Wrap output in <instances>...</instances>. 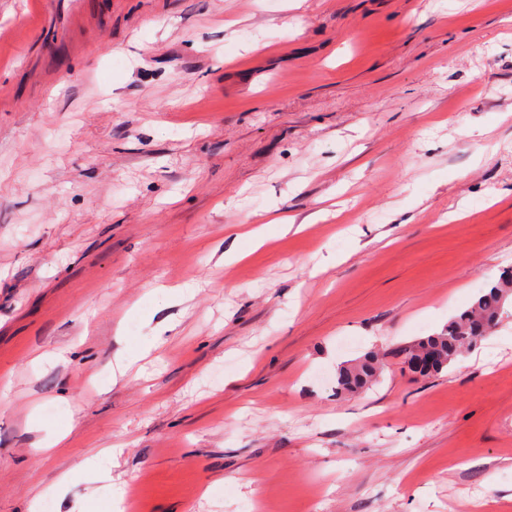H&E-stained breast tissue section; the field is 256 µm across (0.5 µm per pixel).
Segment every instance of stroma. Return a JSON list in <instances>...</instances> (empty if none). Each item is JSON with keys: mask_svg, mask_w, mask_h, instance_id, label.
<instances>
[{"mask_svg": "<svg viewBox=\"0 0 512 512\" xmlns=\"http://www.w3.org/2000/svg\"><path fill=\"white\" fill-rule=\"evenodd\" d=\"M511 267L512 0H0V512H512ZM511 284L512 275L503 278L501 283L491 286L488 292L480 295L471 307L448 321L440 333L416 339L404 346L400 350L403 363L407 365L414 355L423 353L428 347L433 348L439 361L429 374H439L480 338L490 334L486 332V326H497ZM379 361L377 356L369 353L353 365L343 366L338 370L337 388L347 392H357L368 387L377 376Z\"/></svg>", "mask_w": 512, "mask_h": 512, "instance_id": "obj_1", "label": "stroma"}]
</instances>
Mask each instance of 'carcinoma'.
<instances>
[{"label": "carcinoma", "instance_id": "carcinoma-1", "mask_svg": "<svg viewBox=\"0 0 512 512\" xmlns=\"http://www.w3.org/2000/svg\"><path fill=\"white\" fill-rule=\"evenodd\" d=\"M511 287L512 275L491 286L471 307L448 321V325L441 332L416 339L404 346L400 350L403 363H409L414 355L424 352L426 348H433L438 354L439 361L430 370V374L440 373L480 338L487 335L486 326L498 324L503 302ZM378 369V358L370 353L355 364L343 366L338 370L337 388L347 392L362 390L373 382Z\"/></svg>", "mask_w": 512, "mask_h": 512}]
</instances>
